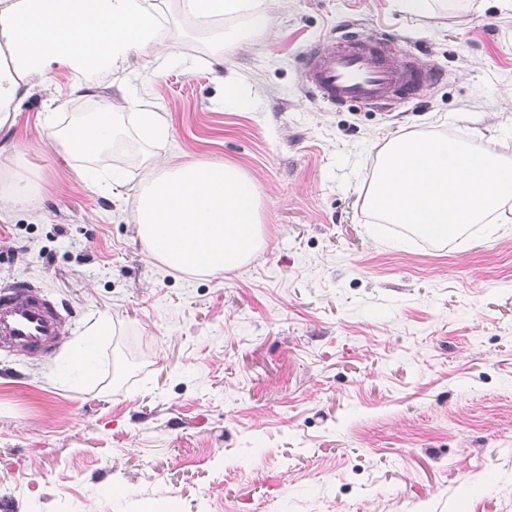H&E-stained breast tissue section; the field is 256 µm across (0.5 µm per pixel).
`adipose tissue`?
<instances>
[{"label": "adipose tissue", "instance_id": "1", "mask_svg": "<svg viewBox=\"0 0 512 512\" xmlns=\"http://www.w3.org/2000/svg\"><path fill=\"white\" fill-rule=\"evenodd\" d=\"M153 0H0V120L14 112L18 100L52 79L65 76L72 88L86 73L107 70L122 94L140 82L141 70H127L131 52L159 53ZM111 110L58 136V144L95 155L119 136Z\"/></svg>", "mask_w": 512, "mask_h": 512}]
</instances>
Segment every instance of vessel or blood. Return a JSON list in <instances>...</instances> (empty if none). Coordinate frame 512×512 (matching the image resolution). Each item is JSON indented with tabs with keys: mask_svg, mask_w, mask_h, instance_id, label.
Instances as JSON below:
<instances>
[{
	"mask_svg": "<svg viewBox=\"0 0 512 512\" xmlns=\"http://www.w3.org/2000/svg\"><path fill=\"white\" fill-rule=\"evenodd\" d=\"M305 76L307 88L326 104L379 107L419 95L436 78L389 44L354 33L318 42L306 57ZM68 325L66 309L33 285L0 289V350L49 359L63 347Z\"/></svg>",
	"mask_w": 512,
	"mask_h": 512,
	"instance_id": "b4317fda",
	"label": "vessel or blood"
}]
</instances>
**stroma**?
<instances>
[{
	"mask_svg": "<svg viewBox=\"0 0 512 512\" xmlns=\"http://www.w3.org/2000/svg\"><path fill=\"white\" fill-rule=\"evenodd\" d=\"M155 2L172 56L136 95L166 136L137 134L106 71L0 125V191L32 183L0 220V285L72 313L55 358L0 353V512H512V201L440 244L377 239L363 202L392 137L512 161V0H246L205 23ZM347 30L437 79L386 109L327 106L305 55ZM228 80L248 110L225 109ZM108 98L138 151L119 184L50 137ZM171 157L256 180L254 259L205 277L149 256L123 202ZM102 325L87 379L74 353Z\"/></svg>",
	"mask_w": 512,
	"mask_h": 512,
	"instance_id": "obj_1",
	"label": "stroma"
}]
</instances>
